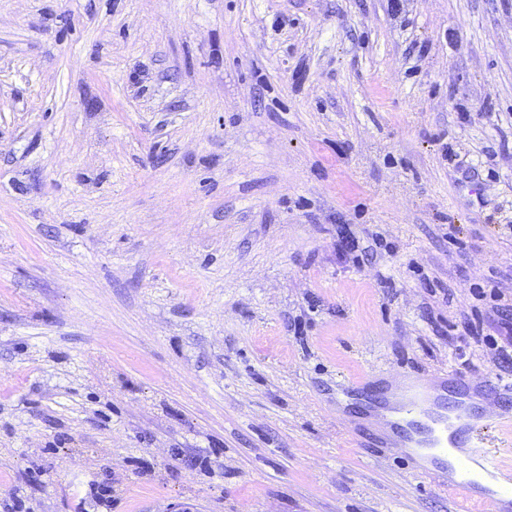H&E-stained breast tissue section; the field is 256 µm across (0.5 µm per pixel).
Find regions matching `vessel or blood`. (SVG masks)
Here are the masks:
<instances>
[{
	"instance_id": "vessel-or-blood-1",
	"label": "vessel or blood",
	"mask_w": 512,
	"mask_h": 512,
	"mask_svg": "<svg viewBox=\"0 0 512 512\" xmlns=\"http://www.w3.org/2000/svg\"><path fill=\"white\" fill-rule=\"evenodd\" d=\"M453 379L459 395L448 408L443 403L446 378L402 373L400 383L386 385L376 405L375 421L387 436L386 447L392 450L455 453L456 467L449 485L468 493L478 480H493L504 472L505 465L485 433L511 430L512 414L496 410L483 417L477 414L492 385L489 377L464 372Z\"/></svg>"
}]
</instances>
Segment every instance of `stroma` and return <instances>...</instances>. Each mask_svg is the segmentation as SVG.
<instances>
[{
    "label": "stroma",
    "instance_id": "stroma-1",
    "mask_svg": "<svg viewBox=\"0 0 512 512\" xmlns=\"http://www.w3.org/2000/svg\"><path fill=\"white\" fill-rule=\"evenodd\" d=\"M504 309L512 0H0V512H485L345 387Z\"/></svg>",
    "mask_w": 512,
    "mask_h": 512
}]
</instances>
